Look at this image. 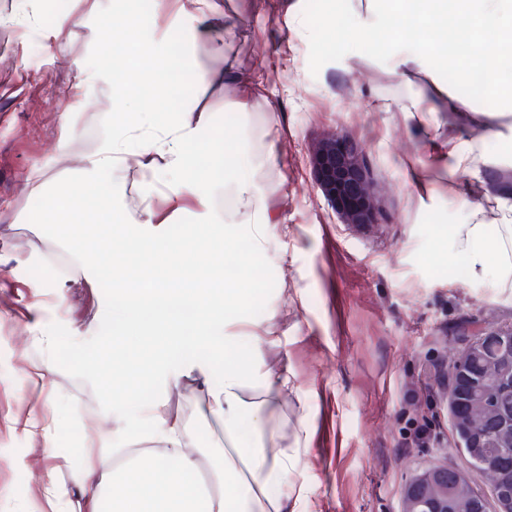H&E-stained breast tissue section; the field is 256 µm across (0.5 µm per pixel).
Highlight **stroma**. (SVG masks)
Returning <instances> with one entry per match:
<instances>
[{
  "mask_svg": "<svg viewBox=\"0 0 512 512\" xmlns=\"http://www.w3.org/2000/svg\"><path fill=\"white\" fill-rule=\"evenodd\" d=\"M230 34L224 55L196 38L199 10L185 0L149 8L147 36L158 47L189 43L208 80H176L150 93L135 91L129 107L143 126L171 116L207 112L201 162L224 160V129L241 130L238 163L257 178L260 200L288 226L268 253L255 252L252 227L210 226L224 219L228 190L209 206L156 195L153 206L168 233L200 245L226 233L235 245L237 308L224 313L225 347L245 370L288 376L274 419L239 434L274 452L306 426L303 474L313 512H400L410 477L437 463L466 468L448 412L449 348L473 329L512 325V300H492L457 274L459 256L440 240L458 222L446 190L454 176L428 165L420 134L408 133L396 103L418 97L409 81H381L352 54L374 57L385 38L371 31L351 41L336 21L347 0H213ZM114 0H0V18L16 19L0 34V512H45L52 488L74 489L85 452L111 443L114 393L130 404L150 392L177 411L193 438L203 472L224 460V424L202 418L205 390L194 379L168 391L162 379L140 384L134 366L105 359L109 334L104 306L112 296L107 271L74 266L57 278L48 255L70 256L69 242L87 213L70 224L50 223L47 198L30 176L112 199L130 219L142 216L146 178L164 161L133 145L121 181L103 172L85 182L82 168L112 127ZM288 65L291 78L277 73ZM340 130L363 149L383 196L384 217L366 235L340 224L317 191L308 148ZM265 334L255 346L252 332ZM61 342L46 351L43 337ZM45 382L34 375L44 364ZM37 415L26 433L20 423ZM436 424L433 446L405 445L414 421Z\"/></svg>",
  "mask_w": 512,
  "mask_h": 512,
  "instance_id": "obj_1",
  "label": "stroma"
}]
</instances>
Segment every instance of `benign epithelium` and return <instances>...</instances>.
<instances>
[{"label":"benign epithelium","mask_w":512,"mask_h":512,"mask_svg":"<svg viewBox=\"0 0 512 512\" xmlns=\"http://www.w3.org/2000/svg\"><path fill=\"white\" fill-rule=\"evenodd\" d=\"M314 183L347 228L380 223L381 200L376 184L357 143L348 135L325 133L309 151ZM512 328L496 332H478L474 339L448 353V365L454 366L463 351L481 346L492 337L511 336Z\"/></svg>","instance_id":"1"}]
</instances>
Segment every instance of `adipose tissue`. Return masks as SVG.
<instances>
[{"mask_svg":"<svg viewBox=\"0 0 512 512\" xmlns=\"http://www.w3.org/2000/svg\"><path fill=\"white\" fill-rule=\"evenodd\" d=\"M395 15L408 19L418 38L407 43L397 34L389 35L381 49L382 57L391 62L385 75L396 80L418 76L429 88L428 94L398 104L406 127L424 133L433 160L451 172L468 175V184L458 197L462 208L476 217L481 199H492L495 205L496 227L476 218L455 235L451 247L466 261L470 287L487 288L493 297L512 299V189L488 184L484 177L485 168L495 163L484 146L503 138L501 118L512 112V82H502L500 77L512 68V56L498 52L499 47L512 46V0H354L349 34L360 38L366 31L386 27ZM125 18L124 27L112 32L123 44L113 60L114 68L124 73L123 79L112 84L115 119L97 153L85 162L86 180L103 171L121 177L130 145L140 144L165 156L173 177V196L188 193L203 199L216 180H224L236 199L234 216L253 222L256 248L267 249L271 219L255 211L259 196L252 173L242 166L203 169L197 163L204 148L199 130L208 121L206 113H198L192 121L168 122L146 134L137 114L128 111L132 89L153 85L168 66H175V75L183 82L204 81L205 74L190 53H182L173 64L141 40L139 31L149 24L146 16L129 12ZM442 41L458 44L454 71L459 81L479 78L486 84L489 96L482 104L460 98L442 81L435 66ZM50 200L57 222L88 209L104 217L94 237L76 238L73 247L88 265L111 260L115 271L107 310L111 338L118 344L135 339L142 379L152 378L165 367L172 345L197 348L216 343L224 328L225 309L240 299L235 284L222 288L206 284L224 266L223 248L203 251L205 264L189 274L184 270L186 258L201 251L195 244L168 236L151 197L143 199L144 220L135 222L111 220V201L93 203L82 192L57 190ZM249 384L258 390L257 399H246L244 388ZM289 384L288 377L270 370L245 378L239 357L225 351L223 385L198 408L201 416L224 422V468L215 475L219 490L202 491L184 483V473L195 470L198 461L188 450L189 436L179 414L140 407L125 423H147L142 438L163 443L162 454H132L119 444L96 449L79 469L85 496L95 503L104 492H111L113 512H302L307 495L300 478L308 447L306 430H298L290 447L272 454L243 443L237 434L240 418H251L259 427L272 420ZM274 485L287 487V494L271 495Z\"/></svg>","mask_w":512,"mask_h":512,"instance_id":"1","label":"adipose tissue"}]
</instances>
